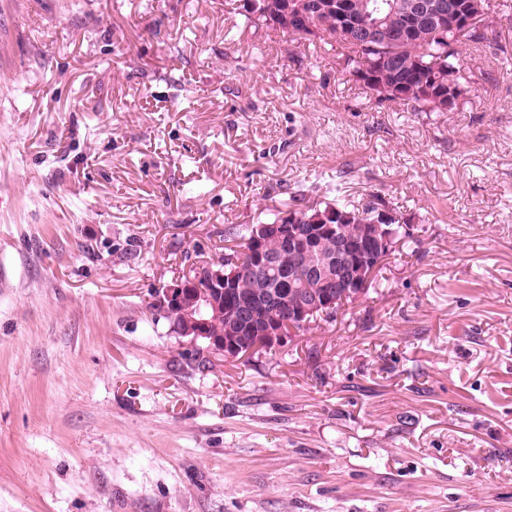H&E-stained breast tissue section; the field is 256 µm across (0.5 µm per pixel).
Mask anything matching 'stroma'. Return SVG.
<instances>
[{
    "label": "stroma",
    "instance_id": "1",
    "mask_svg": "<svg viewBox=\"0 0 512 512\" xmlns=\"http://www.w3.org/2000/svg\"><path fill=\"white\" fill-rule=\"evenodd\" d=\"M245 2L0 0V512H512V61L380 109ZM313 182L409 237L198 357L158 290Z\"/></svg>",
    "mask_w": 512,
    "mask_h": 512
}]
</instances>
